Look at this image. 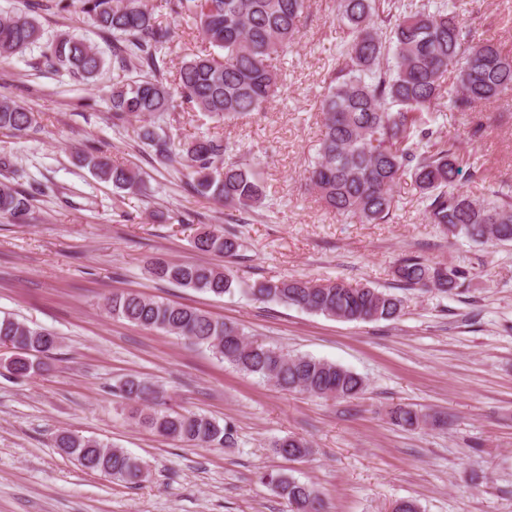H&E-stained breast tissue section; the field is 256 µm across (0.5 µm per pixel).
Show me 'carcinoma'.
I'll return each mask as SVG.
<instances>
[{
	"label": "carcinoma",
	"instance_id": "obj_1",
	"mask_svg": "<svg viewBox=\"0 0 512 512\" xmlns=\"http://www.w3.org/2000/svg\"><path fill=\"white\" fill-rule=\"evenodd\" d=\"M78 2L99 37L112 42V60L65 32L45 44V62L86 81L109 64L131 74L112 84L109 101L115 123L139 119L138 139L151 148L155 160L178 162L189 170L198 195L238 210L263 205L266 189L260 172L237 158L224 139L195 138L177 154L169 139L156 131L153 118L173 111L177 101L217 121L265 110L282 83L272 61L296 43L307 0H165L170 17L192 21L211 47L183 58L172 81L160 51L177 32L159 22L145 0ZM337 2L336 19L348 29L351 40L320 100L323 130L317 157L308 169L310 188L336 213L374 224L389 218L395 204L392 189L409 175L429 223L482 244L512 243V197L480 201L457 188L467 161L453 140L439 139L429 118L446 97L457 111L474 112L480 103L512 94V55L491 42L473 40L469 20L445 0L432 11L397 14L381 9V0ZM68 7L69 0H29L28 13L0 15V57L21 54L40 40L35 12H63ZM450 73L453 81L447 84L444 78ZM33 121L23 105L0 93V130L22 132ZM83 161L113 187L144 194L139 175L99 149L85 152ZM31 207L32 195L0 180V216L24 222ZM194 247L232 258L239 243L222 231L208 230L197 234ZM148 270L159 280L216 297L238 290L255 301L346 322L394 321L405 309L403 298L390 291L353 285L342 278L317 281L292 276L243 286L229 270L160 258L151 261ZM394 276L400 288L443 294L455 293L468 281L466 271L418 256L401 259ZM104 308L114 318L183 337L281 391L325 399H355L365 391L364 379L346 367L249 341L238 325L196 308L133 292L104 298ZM0 344L8 354L6 369L18 377H33L58 349L59 337L6 314L0 316ZM120 391L143 406L136 410L142 424L173 441L206 448H232L237 443L235 430L227 423L197 412L154 409L159 390L145 379L128 378ZM390 419L407 431L432 422L430 415L401 404L391 408ZM54 446L84 469L126 485L135 486L146 478L140 459L97 439L62 430ZM274 451L295 461L309 456L312 448L287 436L274 442ZM261 481L286 501L289 512H328L316 488L284 472L265 473Z\"/></svg>",
	"mask_w": 512,
	"mask_h": 512
}]
</instances>
